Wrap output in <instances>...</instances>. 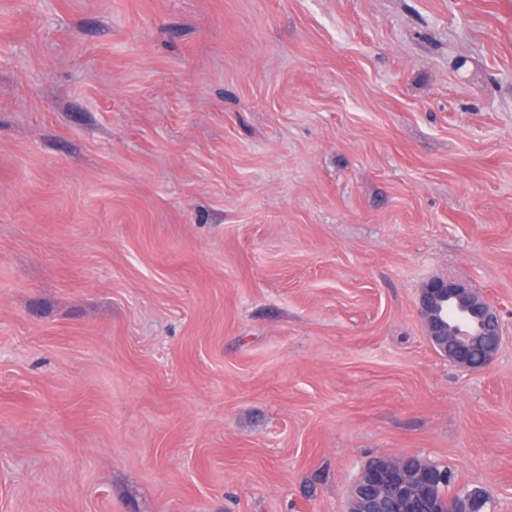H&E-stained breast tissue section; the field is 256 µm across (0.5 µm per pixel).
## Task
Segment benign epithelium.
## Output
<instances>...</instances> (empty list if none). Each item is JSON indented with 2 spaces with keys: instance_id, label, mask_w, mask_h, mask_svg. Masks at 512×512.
<instances>
[{
  "instance_id": "1",
  "label": "benign epithelium",
  "mask_w": 512,
  "mask_h": 512,
  "mask_svg": "<svg viewBox=\"0 0 512 512\" xmlns=\"http://www.w3.org/2000/svg\"><path fill=\"white\" fill-rule=\"evenodd\" d=\"M418 312L431 346L464 369L488 367L500 340V318L487 298L468 283L435 279L421 289ZM441 472L411 456L367 465L350 492L349 512H440L432 489ZM472 490L448 502L447 512H481Z\"/></svg>"
}]
</instances>
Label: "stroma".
Masks as SVG:
<instances>
[{
	"instance_id": "obj_1",
	"label": "stroma",
	"mask_w": 512,
	"mask_h": 512,
	"mask_svg": "<svg viewBox=\"0 0 512 512\" xmlns=\"http://www.w3.org/2000/svg\"><path fill=\"white\" fill-rule=\"evenodd\" d=\"M385 455L512 512V0H0V512H348ZM454 310L457 319L448 318ZM418 312L426 328L431 346L441 355L464 369L488 367L500 340V318L487 298L475 292L468 283L453 279H435L422 288L418 296ZM485 347V356L474 364L476 346Z\"/></svg>"
}]
</instances>
